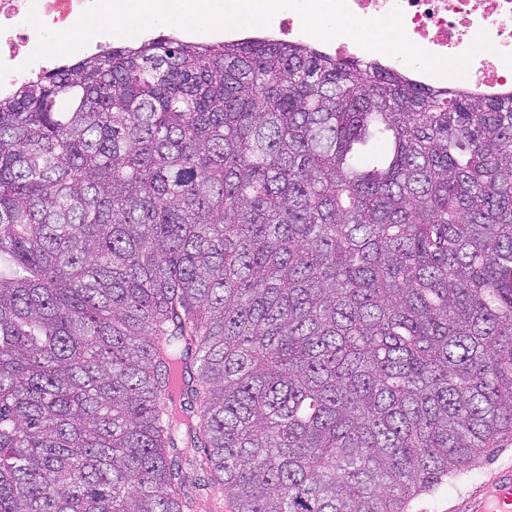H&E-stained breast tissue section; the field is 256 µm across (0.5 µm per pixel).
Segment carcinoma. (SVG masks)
<instances>
[{
  "mask_svg": "<svg viewBox=\"0 0 512 512\" xmlns=\"http://www.w3.org/2000/svg\"><path fill=\"white\" fill-rule=\"evenodd\" d=\"M511 444V92L160 33L0 95V512H409Z\"/></svg>",
  "mask_w": 512,
  "mask_h": 512,
  "instance_id": "obj_1",
  "label": "carcinoma"
}]
</instances>
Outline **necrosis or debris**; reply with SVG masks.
Segmentation results:
<instances>
[{
  "mask_svg": "<svg viewBox=\"0 0 512 512\" xmlns=\"http://www.w3.org/2000/svg\"><path fill=\"white\" fill-rule=\"evenodd\" d=\"M91 0H0V93L45 70L46 59H33L38 32L27 23L36 12L50 30L70 29ZM403 11L409 40L437 56H457L487 31L494 51L475 56L463 82L487 96L512 90V68L503 54L512 53V0H348L350 10L369 19L387 14L393 6Z\"/></svg>",
  "mask_w": 512,
  "mask_h": 512,
  "instance_id": "4bbe7bcc",
  "label": "necrosis or debris"
}]
</instances>
